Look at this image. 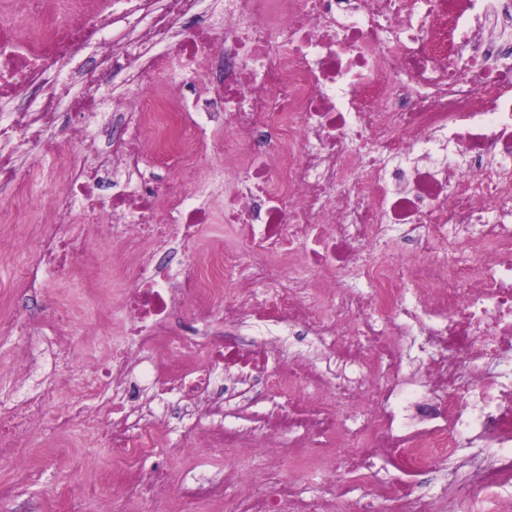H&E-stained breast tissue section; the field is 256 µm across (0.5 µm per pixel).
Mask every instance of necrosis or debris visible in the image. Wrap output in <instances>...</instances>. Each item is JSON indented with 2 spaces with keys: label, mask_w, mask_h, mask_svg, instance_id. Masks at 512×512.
<instances>
[{
  "label": "necrosis or debris",
  "mask_w": 512,
  "mask_h": 512,
  "mask_svg": "<svg viewBox=\"0 0 512 512\" xmlns=\"http://www.w3.org/2000/svg\"><path fill=\"white\" fill-rule=\"evenodd\" d=\"M202 0H11L0 14V100L30 85L45 94L32 111L0 113V188L25 186L19 155L53 129L73 99L81 124L71 147L53 150L41 178L51 185L36 222L34 257L19 268L24 292L68 288L92 229L112 230V277L120 283L130 346L107 360L71 361L68 323L57 357L68 390L43 384L0 410V461L32 427L57 435L71 424L105 443L127 494L166 512L161 468L130 470L151 455L164 411L184 409V447L245 440L224 430L223 407L200 427L217 372L234 386L265 376L268 392L330 386L344 406H365L350 435L348 474L370 478L386 457L417 472L477 444L494 461L471 472L448 512H504L512 503V0H224L222 22L181 20ZM39 31L36 41L25 28ZM176 54H169V45ZM190 73L182 96L158 89L172 63ZM127 73L125 93L99 112L104 79ZM207 165L224 186V221L241 250L191 254L170 272L173 243L207 223L209 186L159 180L155 169ZM401 228L412 258L363 266L367 294L331 275L360 263V249ZM303 264L316 284L296 274ZM234 291H227V283ZM209 319L274 322L334 337V357L370 351L382 379L332 381L305 363L272 358L275 340L247 350L222 338L173 335L176 308ZM425 336L418 426L393 407L412 385L395 347ZM165 345L167 369L143 358ZM105 405L88 408L101 388ZM270 434L301 432L324 448L336 418L296 397L268 412ZM245 489L234 512H345V490L301 498L292 481ZM439 512L409 483H380L356 512Z\"/></svg>",
  "instance_id": "obj_1"
}]
</instances>
